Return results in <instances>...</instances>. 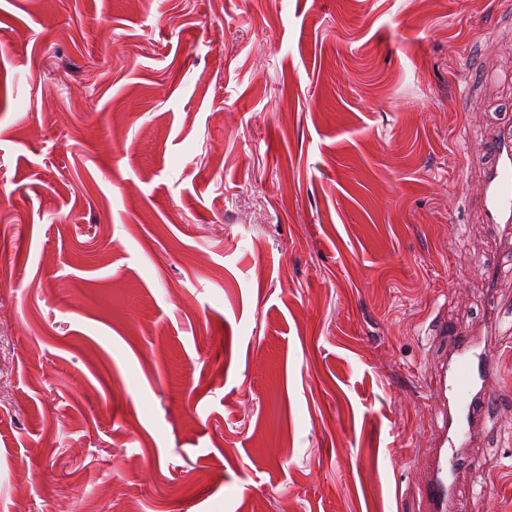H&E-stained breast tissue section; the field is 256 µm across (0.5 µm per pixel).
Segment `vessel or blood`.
Listing matches in <instances>:
<instances>
[{
  "mask_svg": "<svg viewBox=\"0 0 512 512\" xmlns=\"http://www.w3.org/2000/svg\"><path fill=\"white\" fill-rule=\"evenodd\" d=\"M489 159L473 197L480 224L512 247V121L486 131ZM444 359L429 398L436 409L432 443L420 456L425 479L420 494L426 512H451L456 475L471 465L468 449L485 422V410L503 382L500 360L485 333L441 322L434 329Z\"/></svg>",
  "mask_w": 512,
  "mask_h": 512,
  "instance_id": "1",
  "label": "vessel or blood"
}]
</instances>
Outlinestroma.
<instances>
[{"mask_svg":"<svg viewBox=\"0 0 512 512\" xmlns=\"http://www.w3.org/2000/svg\"><path fill=\"white\" fill-rule=\"evenodd\" d=\"M512 0H0V512H424L432 321ZM455 512H512V337Z\"/></svg>","mask_w":512,"mask_h":512,"instance_id":"1","label":"stroma"}]
</instances>
